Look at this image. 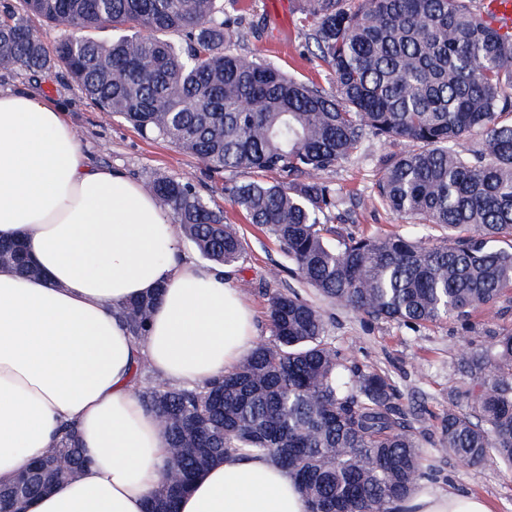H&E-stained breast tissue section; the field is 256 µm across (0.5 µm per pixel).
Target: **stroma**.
<instances>
[{
  "label": "stroma",
  "mask_w": 512,
  "mask_h": 512,
  "mask_svg": "<svg viewBox=\"0 0 512 512\" xmlns=\"http://www.w3.org/2000/svg\"><path fill=\"white\" fill-rule=\"evenodd\" d=\"M246 8L240 31V50L275 62L304 80L326 84L327 72L306 47L298 0H225L227 13ZM1 89H26L61 106L81 139L88 158L124 171L149 187L154 178L190 179L215 209L236 224L247 260L230 267L233 285L255 314L260 339L269 335L267 295L270 288L293 289L318 304L329 325L334 345L359 365L387 374L396 385L400 403L409 414L423 453L427 482L450 485L485 498L493 512H512V472L486 465L461 464L440 449L439 424L451 408L450 393L459 385L457 361L467 340L483 343L488 330H512V300L502 301L474 319L471 336H463L453 321L412 329L395 323L374 322L352 309L320 300L311 288L289 272L288 260L272 240L230 205L225 185L248 181L252 172L212 174L190 153L174 145L142 137L124 120L101 112L83 91L65 78L48 74L33 80L21 68H0ZM397 142L373 141L366 159L352 161L325 172L324 180L343 194L360 197L358 208L343 216L336 228L345 234L405 232L408 218L371 200L379 178L381 156L401 151Z\"/></svg>",
  "instance_id": "stroma-1"
}]
</instances>
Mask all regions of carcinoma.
<instances>
[{"label":"carcinoma","mask_w":512,"mask_h":512,"mask_svg":"<svg viewBox=\"0 0 512 512\" xmlns=\"http://www.w3.org/2000/svg\"><path fill=\"white\" fill-rule=\"evenodd\" d=\"M307 47L328 86L299 80L236 48L245 21L224 0H22L0 11V67L34 78L61 69L104 112L141 135L193 155L212 173H275L226 187L232 206L279 243L323 300L375 322L421 327L472 316L512 291V35L476 0H300ZM61 32L48 48L31 19ZM127 34L111 42L90 33ZM184 35L185 45L167 39ZM409 148L380 159L374 200L442 236L336 235L343 197L322 173L362 156L371 139ZM159 206L200 256L246 260L242 239L189 180L157 177ZM0 264L35 270L22 246L0 242ZM154 301L122 316L145 342ZM268 339L235 369L193 386L160 381L139 391L165 424L169 462L147 512H173L211 461L262 455L288 470L309 512H391L423 474L422 453L391 379L364 369L330 340L320 309L294 290L268 291ZM464 378L448 410L442 450L468 466L512 469V332L461 355ZM87 458L63 438L19 476L29 497L52 474L77 475ZM14 484L0 512H17Z\"/></svg>","instance_id":"1"}]
</instances>
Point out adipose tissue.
I'll return each mask as SVG.
<instances>
[{
	"mask_svg": "<svg viewBox=\"0 0 512 512\" xmlns=\"http://www.w3.org/2000/svg\"><path fill=\"white\" fill-rule=\"evenodd\" d=\"M0 239L23 241L40 274L0 266V486L50 453L74 423L89 458L81 474L26 512H145L168 461L159 418L134 375L167 383L223 374L253 348L252 311L223 270L185 257L178 229L123 172L90 164L52 100L0 89ZM153 296L145 343L120 316ZM398 512H490L479 497L417 484ZM179 512H308L269 459L215 461Z\"/></svg>",
	"mask_w": 512,
	"mask_h": 512,
	"instance_id": "adipose-tissue-1",
	"label": "adipose tissue"
}]
</instances>
